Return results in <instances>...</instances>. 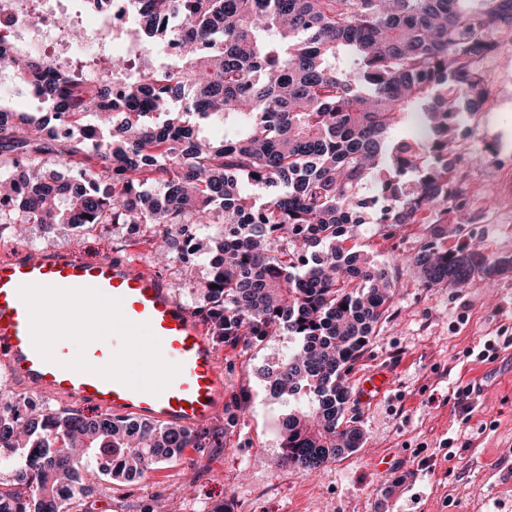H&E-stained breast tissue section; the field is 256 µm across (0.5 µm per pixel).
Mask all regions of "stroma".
Masks as SVG:
<instances>
[{
	"instance_id": "35a3bbf8",
	"label": "stroma",
	"mask_w": 512,
	"mask_h": 512,
	"mask_svg": "<svg viewBox=\"0 0 512 512\" xmlns=\"http://www.w3.org/2000/svg\"><path fill=\"white\" fill-rule=\"evenodd\" d=\"M483 77L495 108L468 118L466 135L455 143L480 219L446 245L464 241L487 254L512 255V33L500 34ZM423 235L422 225L411 224L386 240L365 224L349 246L383 264L414 251ZM27 247H67L80 259L127 256L175 286L186 306L196 304L180 289L179 276L166 263L150 262L145 246L123 238L120 227L78 238L63 224L50 230L31 224L0 260ZM392 289L390 313L346 376L352 393L373 372L391 379L377 401L350 400L362 434L353 454L312 475L285 467L279 437L285 407L270 396L263 373L287 351V337L246 349L219 343L227 389L209 424L210 447L157 463L135 484L97 481L94 512H118L121 499L145 503L157 492L167 512H512V272L461 288H426L403 271ZM486 336L501 338L497 354L474 360L469 352ZM469 384L471 408L463 411L455 393ZM421 460L427 469L418 468Z\"/></svg>"
}]
</instances>
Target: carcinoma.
<instances>
[{
    "label": "carcinoma",
    "mask_w": 512,
    "mask_h": 512,
    "mask_svg": "<svg viewBox=\"0 0 512 512\" xmlns=\"http://www.w3.org/2000/svg\"><path fill=\"white\" fill-rule=\"evenodd\" d=\"M145 52L62 68L5 45L0 63L51 112L0 105V238L21 224L143 227L152 253L187 254L195 314L233 346L285 334L267 368L284 463L303 473L353 453L345 377L392 304L388 264L345 247L426 234L403 260L426 288L512 269V257L444 241L472 224L452 115L491 110L482 62L512 30V0H131ZM175 46V61L157 46ZM414 119L428 136L393 140ZM207 432L0 405V512H93L85 476L118 485L204 448ZM423 224H409L397 231V236L383 239L377 232L376 224H363L356 232V238L346 244L354 250H366L375 260L383 264L397 254L408 255L420 245L424 235Z\"/></svg>",
    "instance_id": "cac0c4a2"
}]
</instances>
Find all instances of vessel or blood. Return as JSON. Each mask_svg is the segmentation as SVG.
<instances>
[{"instance_id":"obj_1","label":"vessel or blood","mask_w":512,"mask_h":512,"mask_svg":"<svg viewBox=\"0 0 512 512\" xmlns=\"http://www.w3.org/2000/svg\"><path fill=\"white\" fill-rule=\"evenodd\" d=\"M111 300V323L98 321L97 304ZM82 310L83 351L53 352L55 310ZM0 358L32 388L73 398L115 417H135L195 430L224 402L226 381L214 345L167 282L124 257L79 259L65 249H25L0 261ZM139 370L172 369L175 379L147 383ZM389 376L372 374L357 389L360 402L375 401Z\"/></svg>"}]
</instances>
